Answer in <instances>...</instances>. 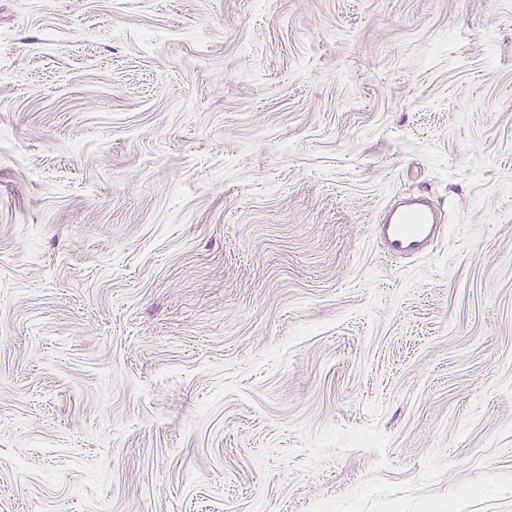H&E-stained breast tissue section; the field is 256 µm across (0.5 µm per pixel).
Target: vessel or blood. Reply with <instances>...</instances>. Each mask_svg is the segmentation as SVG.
I'll use <instances>...</instances> for the list:
<instances>
[{"mask_svg":"<svg viewBox=\"0 0 512 512\" xmlns=\"http://www.w3.org/2000/svg\"><path fill=\"white\" fill-rule=\"evenodd\" d=\"M372 231L387 256L424 257L442 227L436 224L431 209L415 203L394 211L387 222L373 225Z\"/></svg>","mask_w":512,"mask_h":512,"instance_id":"obj_1","label":"vessel or blood"}]
</instances>
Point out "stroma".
Instances as JSON below:
<instances>
[{
	"label": "stroma",
	"mask_w": 512,
	"mask_h": 512,
	"mask_svg": "<svg viewBox=\"0 0 512 512\" xmlns=\"http://www.w3.org/2000/svg\"><path fill=\"white\" fill-rule=\"evenodd\" d=\"M0 512H512V0H0ZM373 235L391 258L425 257L430 244L440 236L443 227L434 221L427 206L415 203L396 210L384 224H372Z\"/></svg>",
	"instance_id": "stroma-1"
}]
</instances>
